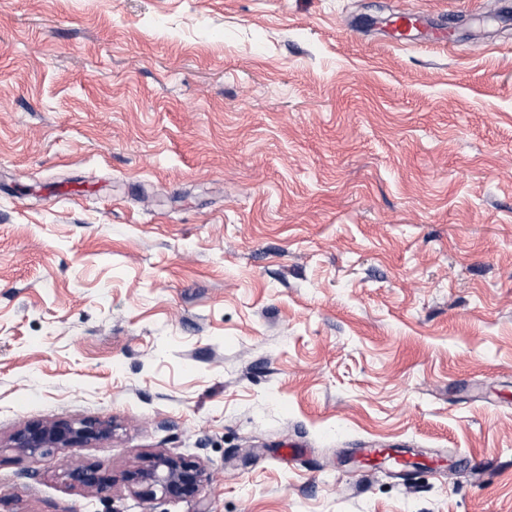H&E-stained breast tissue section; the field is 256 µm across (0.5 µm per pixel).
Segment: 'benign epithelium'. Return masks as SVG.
I'll list each match as a JSON object with an SVG mask.
<instances>
[{
    "mask_svg": "<svg viewBox=\"0 0 512 512\" xmlns=\"http://www.w3.org/2000/svg\"><path fill=\"white\" fill-rule=\"evenodd\" d=\"M112 437V423L100 419L34 422L16 431L13 447L25 454H48ZM64 475L76 488L108 494L116 483L112 474L92 464L68 467ZM121 480L142 498L180 500L198 497L212 481L204 466L181 456L156 453L124 472Z\"/></svg>",
    "mask_w": 512,
    "mask_h": 512,
    "instance_id": "benign-epithelium-1",
    "label": "benign epithelium"
}]
</instances>
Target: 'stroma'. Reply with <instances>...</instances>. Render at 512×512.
I'll list each match as a JSON object with an SVG mask.
<instances>
[{
	"mask_svg": "<svg viewBox=\"0 0 512 512\" xmlns=\"http://www.w3.org/2000/svg\"><path fill=\"white\" fill-rule=\"evenodd\" d=\"M0 512H512V0H0ZM112 436V422L100 419L34 422L16 431L13 448L25 454H48ZM204 466L181 456L156 453L124 472L121 480L142 498L180 500L197 498L212 481ZM64 475L71 486L96 495L108 494L116 483L112 474L92 464L69 466Z\"/></svg>",
	"mask_w": 512,
	"mask_h": 512,
	"instance_id": "35a3bbf8",
	"label": "stroma"
}]
</instances>
